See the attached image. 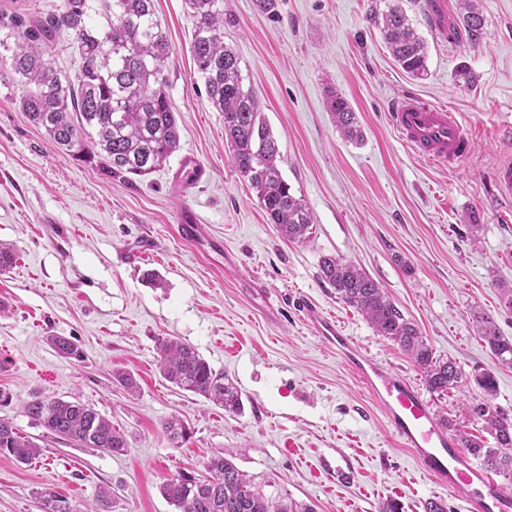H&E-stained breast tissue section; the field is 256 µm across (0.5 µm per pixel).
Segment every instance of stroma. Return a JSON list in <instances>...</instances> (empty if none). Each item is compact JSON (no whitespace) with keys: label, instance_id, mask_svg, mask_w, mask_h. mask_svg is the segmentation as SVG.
<instances>
[{"label":"stroma","instance_id":"35a3bbf8","mask_svg":"<svg viewBox=\"0 0 512 512\" xmlns=\"http://www.w3.org/2000/svg\"><path fill=\"white\" fill-rule=\"evenodd\" d=\"M484 18L478 42L463 29L461 0H444L433 22L425 0H224L234 25L224 41L240 57L278 142L283 178L315 217L306 244L281 238L224 144V117L210 105L191 54L194 19L185 0H154L173 53L168 95L180 148L167 164L124 181L97 160L64 154L21 112L23 85L0 81V242L18 254L0 275V405L42 454L22 464L0 456V512H41L52 491L77 512L99 490L114 512H175L166 479L202 474L214 455L233 459L266 495L316 512H424L430 500L464 512L462 492L439 486L391 432L371 396L306 320L302 301L334 315L375 359L423 376L396 343L377 336L319 277L323 256L361 265L412 320L437 357L464 374L494 372L493 403L512 415V365L499 363L472 321L492 319L512 336V203L494 173L512 164V0H473ZM400 5L425 41L427 71L406 74L378 27ZM338 92L355 112L360 142L342 138L327 108ZM412 91L460 112L471 136L461 165H432L399 138L386 113ZM207 172L194 186L178 174L185 156ZM194 209L224 255L182 241L178 218ZM157 272L161 286L143 278ZM50 335L74 341L81 359L60 357ZM194 346L238 386L240 414L179 390L157 367L161 339ZM138 383L126 394L113 370ZM92 405L127 435L125 454L83 448L37 426L22 411L31 396ZM475 385L430 394L452 430L490 431L469 416ZM183 420L190 437L173 447L162 430Z\"/></svg>","mask_w":512,"mask_h":512}]
</instances>
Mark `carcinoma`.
<instances>
[{
	"instance_id": "obj_1",
	"label": "carcinoma",
	"mask_w": 512,
	"mask_h": 512,
	"mask_svg": "<svg viewBox=\"0 0 512 512\" xmlns=\"http://www.w3.org/2000/svg\"><path fill=\"white\" fill-rule=\"evenodd\" d=\"M195 18L192 53L209 103L224 116V142L239 175L254 191L270 223L280 236L304 243L312 234L314 217L302 198L296 197L278 168L280 151L261 111L253 87L245 83L236 52L224 43V0H185ZM463 28L470 40H479L482 14L472 0H463ZM104 19L90 24L91 15ZM15 47L9 57L16 81L26 87L19 108L42 127L58 148L79 159L90 155L114 177L145 176L163 167L179 149L180 130L167 94L166 69L172 46L154 18V0H62L53 13L33 24L10 20ZM72 35L80 58L74 77L57 68L50 43L56 35ZM381 34L393 58L408 74L426 71L427 46L399 7L382 17ZM328 107L336 126L348 141L362 137L355 112L348 101L331 93ZM322 281L338 298L356 309L377 335L394 341L411 356L423 373L427 388L445 393L465 382V374L452 361L435 357L416 325L401 313L380 284L363 268L335 256L319 263ZM481 336L493 356L512 364V336H505L492 321H480ZM47 342L64 358L79 356L78 347L62 336ZM159 369L178 389L200 396L224 408L242 411L241 393L235 383L214 369L197 349L185 342L166 339L159 343ZM483 398L468 407L474 419L485 424L496 447L462 435L460 441L484 469L512 477V416L494 406L496 378L484 370L473 376ZM23 412L35 424L84 448H98L122 455L126 435L80 401L32 397ZM163 431L173 447L186 440L181 419L164 422ZM42 449L22 436L7 419H0V455L25 463ZM207 476L179 472L162 486L164 497L178 512H314L288 497L275 499L262 493L247 474L222 455L210 457ZM42 512H78L56 493L39 494Z\"/></svg>"
}]
</instances>
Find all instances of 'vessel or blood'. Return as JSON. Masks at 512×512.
<instances>
[{
    "mask_svg": "<svg viewBox=\"0 0 512 512\" xmlns=\"http://www.w3.org/2000/svg\"><path fill=\"white\" fill-rule=\"evenodd\" d=\"M389 120L402 140L427 161L453 165L471 151L459 113L425 98L398 97ZM179 223L185 240L201 241L203 226L193 211H182ZM302 309L318 337L356 374L402 446L427 475L448 490L463 492L467 512H512V487L499 483L472 461L407 375L367 356L316 304L303 302Z\"/></svg>",
    "mask_w": 512,
    "mask_h": 512,
    "instance_id": "obj_1",
    "label": "vessel or blood"
}]
</instances>
